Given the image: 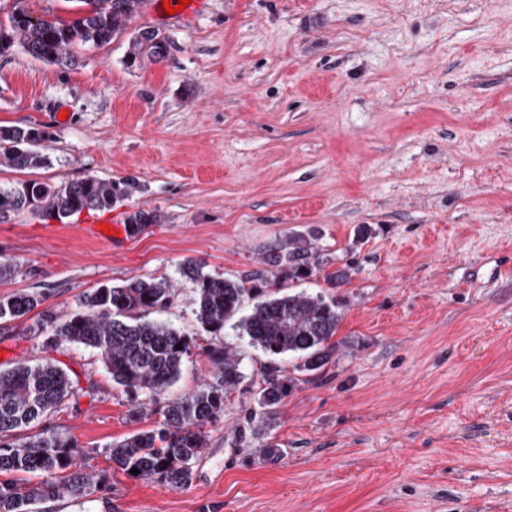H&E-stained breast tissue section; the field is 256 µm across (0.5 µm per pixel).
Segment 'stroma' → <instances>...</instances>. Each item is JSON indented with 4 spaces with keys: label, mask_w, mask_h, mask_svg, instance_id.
I'll return each instance as SVG.
<instances>
[{
    "label": "stroma",
    "mask_w": 512,
    "mask_h": 512,
    "mask_svg": "<svg viewBox=\"0 0 512 512\" xmlns=\"http://www.w3.org/2000/svg\"><path fill=\"white\" fill-rule=\"evenodd\" d=\"M137 22L168 37L163 60L127 66V31L76 43L72 67L0 56V126L49 134L46 165L0 162V186L132 177L112 215L164 223L113 246L84 234L90 212L23 211L0 224V261L20 266L0 295L41 293L64 318L100 285L171 279L161 318L194 342L172 398L212 380L217 341L186 259L239 278L312 233L323 266L285 289L344 315L335 355L277 410L283 457L239 436L238 390L182 490L111 470L136 426L96 351L46 349L35 311L0 322V370L67 369L78 394L44 422L110 477L44 512H512V286L491 277L512 262V0H144ZM163 222L162 216L154 210H137L131 213L127 218L131 237H138L152 226V224H161Z\"/></svg>",
    "instance_id": "obj_1"
}]
</instances>
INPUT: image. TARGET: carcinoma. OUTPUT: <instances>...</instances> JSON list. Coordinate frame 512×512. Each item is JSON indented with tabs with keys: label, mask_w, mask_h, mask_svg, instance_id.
I'll return each mask as SVG.
<instances>
[{
	"label": "carcinoma",
	"mask_w": 512,
	"mask_h": 512,
	"mask_svg": "<svg viewBox=\"0 0 512 512\" xmlns=\"http://www.w3.org/2000/svg\"><path fill=\"white\" fill-rule=\"evenodd\" d=\"M77 16L63 20L54 15L36 17L15 0L9 29L0 27V55L14 46L28 55L58 66L76 64V41L95 46L107 44L129 29L143 0H77ZM168 40L154 29L136 27L126 63L166 57ZM47 133L37 127H0V157L18 169L37 168L45 157L37 146ZM141 189L133 178L103 180L87 175L59 187L26 182L0 187V224L29 210L63 220L83 211H105L130 199ZM163 223L154 211L137 210L127 218L130 236L138 237L150 226ZM279 274L257 273L246 278H220L188 260L182 274L194 284L196 320L216 336L236 319L240 335L265 353L292 357V369L316 373L336 351V336L343 304L321 294L280 293L281 277L305 280L321 267L320 255L308 237L298 234L271 258ZM175 288L166 277H133L121 284H105L83 294L80 309L65 320L43 311L38 325L45 345L79 344L97 350L112 380L130 396L128 417L133 422L155 414L162 420L154 428L136 431L106 450L107 458L125 474L136 468V478L162 483L172 489L188 487L193 463L205 447L204 427L224 416L230 395L245 379L241 358L229 346H213L210 360L216 380L190 394L157 401L180 376L191 352L190 339L170 324L147 320V313H161L173 303ZM41 294L20 291L0 295V321L18 320L40 306ZM181 348H176V345ZM290 371L270 367L251 390L253 405L245 412L250 435L266 440L267 455L283 449L272 441L276 409L290 391ZM77 394L69 375L57 363L45 360L0 371V512H36V506L65 496L83 498L107 489L105 471L81 470L85 453L71 436L43 427L20 435L40 418L55 411ZM37 475L40 480L16 479Z\"/></svg>",
	"instance_id": "obj_1"
}]
</instances>
